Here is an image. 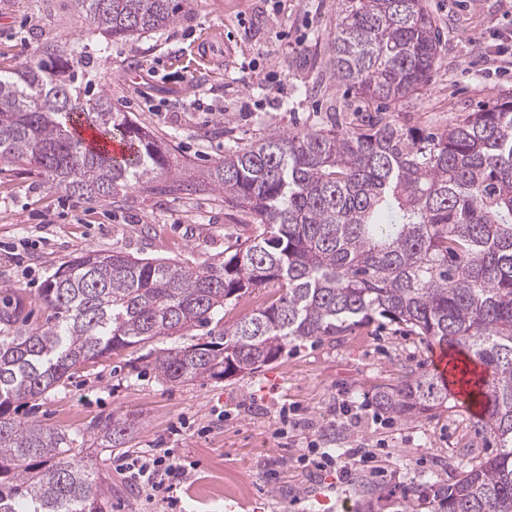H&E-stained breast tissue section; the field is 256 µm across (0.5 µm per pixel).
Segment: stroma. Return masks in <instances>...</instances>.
Returning a JSON list of instances; mask_svg holds the SVG:
<instances>
[{
	"instance_id": "1",
	"label": "stroma",
	"mask_w": 512,
	"mask_h": 512,
	"mask_svg": "<svg viewBox=\"0 0 512 512\" xmlns=\"http://www.w3.org/2000/svg\"><path fill=\"white\" fill-rule=\"evenodd\" d=\"M426 4L443 34L432 79L383 110L398 125L442 130L512 95V68L491 57L512 30V0ZM337 10L338 0H194L173 26L102 51L93 21L70 0H0L1 68L50 42L88 46L92 60L80 79L106 89L113 107L154 134L170 158L156 192L128 188L107 202L55 189L33 170L0 173V289H24L29 324L46 317L38 289L82 251L195 264L248 236L251 215L200 187L201 175L230 149L367 111L349 86L314 84L311 61L326 59ZM280 293L272 282L228 300L220 322L158 345L211 341ZM435 350L403 327L373 322L333 340L287 343L252 375L170 384L144 370L141 349L129 348L12 412L83 437L112 482L111 512H361L367 503L388 512L387 500L453 483L497 451L477 430L479 413L458 399L412 418L376 407L379 386L432 372ZM343 405L361 416L359 426L336 424ZM111 415L135 428L109 453L85 431ZM153 448L170 449L193 474L176 506L147 504L121 467ZM350 448L375 454L374 467L343 479L308 464Z\"/></svg>"
}]
</instances>
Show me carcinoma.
<instances>
[{
	"label": "carcinoma",
	"instance_id": "cac0c4a2",
	"mask_svg": "<svg viewBox=\"0 0 512 512\" xmlns=\"http://www.w3.org/2000/svg\"><path fill=\"white\" fill-rule=\"evenodd\" d=\"M105 40L134 42L174 24L191 0H71ZM442 35L425 0H341L329 76L370 101L399 102L428 85ZM84 51L50 44L0 69V172L36 170L72 195L107 201L152 190L170 166L157 139L105 91L77 85ZM122 140L118 160L82 131ZM202 185L249 213L254 232L224 258L193 266L88 250L39 290L46 322L16 328L22 302L0 308V512H109L112 488L76 439L16 418L90 361L137 346L169 383L255 373L289 340L334 339L370 322L402 325L464 357L454 381L483 408L498 452L452 484L424 488L391 512H512V100L441 131L377 114L345 126L269 135L228 151ZM282 294L216 341L156 348L208 323L224 301L268 282ZM448 401L422 374L375 394L379 409L414 417ZM134 423L92 426L120 448Z\"/></svg>",
	"mask_w": 512,
	"mask_h": 512
}]
</instances>
